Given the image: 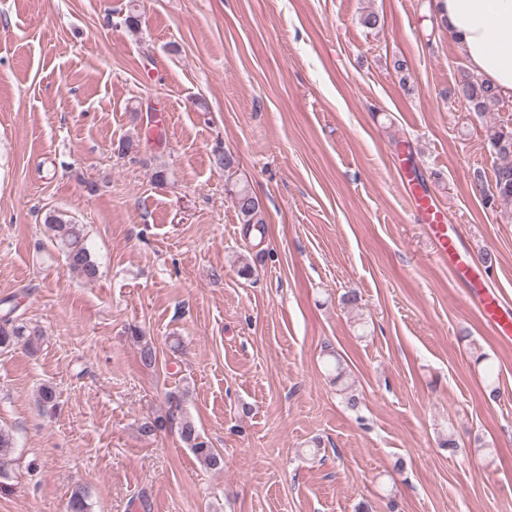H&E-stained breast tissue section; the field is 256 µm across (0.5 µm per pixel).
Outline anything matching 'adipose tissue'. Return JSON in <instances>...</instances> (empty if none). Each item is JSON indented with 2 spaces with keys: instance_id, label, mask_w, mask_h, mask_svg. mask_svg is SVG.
<instances>
[{
  "instance_id": "1",
  "label": "adipose tissue",
  "mask_w": 512,
  "mask_h": 512,
  "mask_svg": "<svg viewBox=\"0 0 512 512\" xmlns=\"http://www.w3.org/2000/svg\"><path fill=\"white\" fill-rule=\"evenodd\" d=\"M470 69L512 97V0H434Z\"/></svg>"
}]
</instances>
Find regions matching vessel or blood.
I'll return each mask as SVG.
<instances>
[{
  "mask_svg": "<svg viewBox=\"0 0 512 512\" xmlns=\"http://www.w3.org/2000/svg\"><path fill=\"white\" fill-rule=\"evenodd\" d=\"M413 204L429 231L437 259L448 263L456 276L470 287H482L480 276L457 262L458 243L448 234L446 214L439 201L431 194L418 192L413 197ZM481 305L483 318L495 334L512 338V307L505 305L493 292L484 294Z\"/></svg>",
  "mask_w": 512,
  "mask_h": 512,
  "instance_id": "1",
  "label": "vessel or blood"
}]
</instances>
